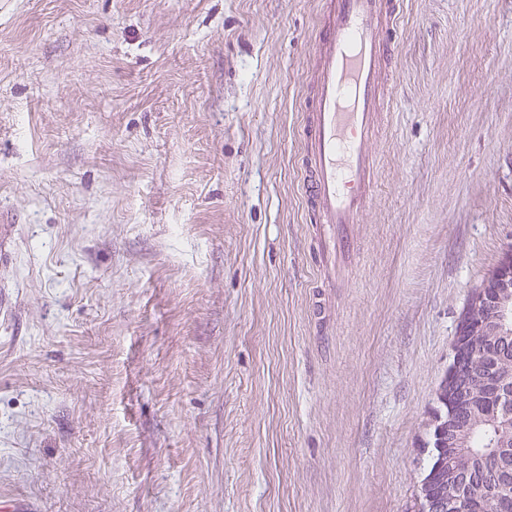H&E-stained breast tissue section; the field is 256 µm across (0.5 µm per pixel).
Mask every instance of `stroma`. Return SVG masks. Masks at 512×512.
<instances>
[{"mask_svg": "<svg viewBox=\"0 0 512 512\" xmlns=\"http://www.w3.org/2000/svg\"><path fill=\"white\" fill-rule=\"evenodd\" d=\"M320 0H0V499L414 512L512 248V0H403L335 282L300 194Z\"/></svg>", "mask_w": 512, "mask_h": 512, "instance_id": "35a3bbf8", "label": "stroma"}]
</instances>
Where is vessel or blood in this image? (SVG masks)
Listing matches in <instances>:
<instances>
[{"mask_svg": "<svg viewBox=\"0 0 512 512\" xmlns=\"http://www.w3.org/2000/svg\"><path fill=\"white\" fill-rule=\"evenodd\" d=\"M401 0H324L303 115L301 192L325 272L350 252L376 183L373 143L394 108Z\"/></svg>", "mask_w": 512, "mask_h": 512, "instance_id": "b4317fda", "label": "vessel or blood"}]
</instances>
